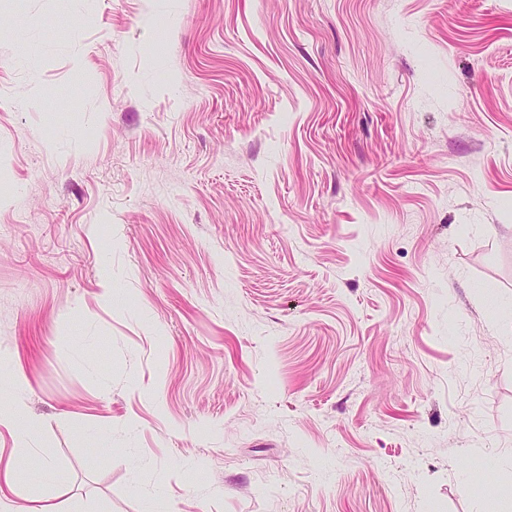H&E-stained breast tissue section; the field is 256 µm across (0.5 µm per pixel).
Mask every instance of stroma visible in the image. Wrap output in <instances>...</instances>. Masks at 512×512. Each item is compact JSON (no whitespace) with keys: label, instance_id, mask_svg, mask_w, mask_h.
Returning <instances> with one entry per match:
<instances>
[{"label":"stroma","instance_id":"35a3bbf8","mask_svg":"<svg viewBox=\"0 0 512 512\" xmlns=\"http://www.w3.org/2000/svg\"><path fill=\"white\" fill-rule=\"evenodd\" d=\"M1 346L0 512H506L512 0H0ZM1 381L6 379L13 390V407L10 411L0 413V426L13 429L16 447L27 448V430L23 423L24 403L20 393L26 386V378L14 360L3 350L0 354Z\"/></svg>","mask_w":512,"mask_h":512}]
</instances>
